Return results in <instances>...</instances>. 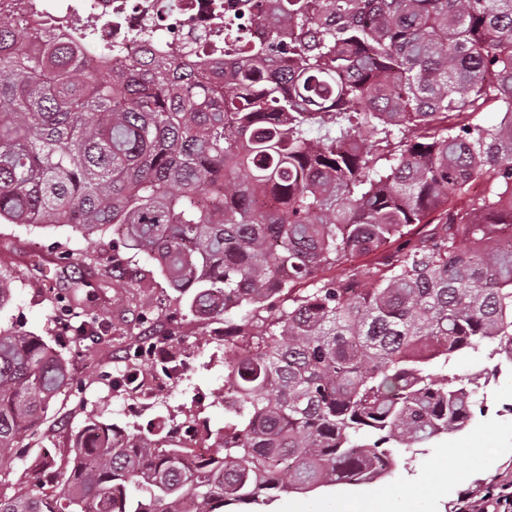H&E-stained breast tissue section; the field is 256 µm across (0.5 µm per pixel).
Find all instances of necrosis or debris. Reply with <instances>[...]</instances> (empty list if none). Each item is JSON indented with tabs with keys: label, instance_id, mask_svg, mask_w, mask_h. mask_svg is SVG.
I'll return each instance as SVG.
<instances>
[{
	"label": "necrosis or debris",
	"instance_id": "necrosis-or-debris-1",
	"mask_svg": "<svg viewBox=\"0 0 512 512\" xmlns=\"http://www.w3.org/2000/svg\"><path fill=\"white\" fill-rule=\"evenodd\" d=\"M268 11V0H253V20L234 40L225 38L224 28L241 15V0H0V16L23 19L34 29L57 28L63 39L94 21L114 50V68L140 60L148 47L199 37L196 55L210 75L221 73L222 60L242 56L246 44L272 36Z\"/></svg>",
	"mask_w": 512,
	"mask_h": 512
}]
</instances>
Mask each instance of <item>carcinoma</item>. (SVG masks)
Wrapping results in <instances>:
<instances>
[{
    "mask_svg": "<svg viewBox=\"0 0 512 512\" xmlns=\"http://www.w3.org/2000/svg\"><path fill=\"white\" fill-rule=\"evenodd\" d=\"M288 60L203 75L194 47L122 69L91 33L61 40L0 18V224L107 230L224 316V427L196 454L160 418L89 419L57 483L0 494V512H224L280 493L390 474L473 417L462 350L512 355V0H270ZM288 89H283V86ZM488 99L494 125L460 124ZM314 125L334 136H308ZM488 188L449 206L471 182ZM435 226L417 236L414 227ZM380 254L341 277L321 273ZM306 282L308 287L299 284ZM111 274L57 298L70 335H101ZM159 329L127 356L169 345ZM73 383L42 338L0 330V462Z\"/></svg>",
    "mask_w": 512,
    "mask_h": 512,
    "instance_id": "1",
    "label": "carcinoma"
}]
</instances>
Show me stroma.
<instances>
[{"instance_id": "1", "label": "stroma", "mask_w": 512, "mask_h": 512, "mask_svg": "<svg viewBox=\"0 0 512 512\" xmlns=\"http://www.w3.org/2000/svg\"><path fill=\"white\" fill-rule=\"evenodd\" d=\"M58 245L70 252L68 273L72 277L88 274L91 263L104 267L112 263L111 237L86 239L68 226L41 229L0 224V266L11 267L17 276L8 305L0 309V327L41 337L68 361L75 379L51 403L34 434L21 440L20 456L0 463V493L5 495L17 490L24 470L44 449H53L57 464H64L75 433L90 418L142 429L161 415L180 422L193 413L206 419L211 428L224 425V407L216 399L224 386L223 321L197 320L188 310L187 294L170 288L152 260L125 249L121 252L124 261H137L149 271L143 287L114 283L108 298L98 303L100 318L109 325L106 335L75 343L54 310L59 280L42 277L28 263L32 253L54 256ZM150 313L162 324L178 327L180 334L166 353L185 362L187 373L154 405L132 416L125 408L124 391L113 387L111 378L123 369L120 350L138 344ZM510 473L512 419L479 414L463 432L441 437L425 448L402 451L399 466L388 476L360 485L284 494L268 505L267 512H287L296 500L305 501L308 512H366L369 494L385 486L392 492V512H403L405 501L417 489L423 493L420 512H453L460 491L483 487Z\"/></svg>"}]
</instances>
